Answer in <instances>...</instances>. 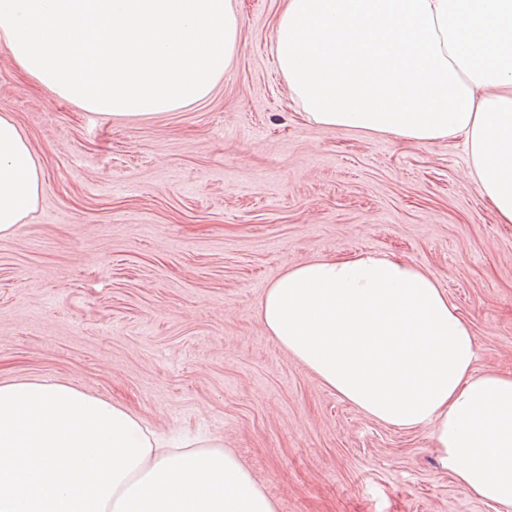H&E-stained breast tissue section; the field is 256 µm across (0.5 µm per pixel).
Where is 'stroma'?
<instances>
[{
    "instance_id": "1",
    "label": "stroma",
    "mask_w": 512,
    "mask_h": 512,
    "mask_svg": "<svg viewBox=\"0 0 512 512\" xmlns=\"http://www.w3.org/2000/svg\"><path fill=\"white\" fill-rule=\"evenodd\" d=\"M280 0H240L242 47L211 95L152 118L58 100L0 49V104L45 173L0 237V381L70 383L162 436L223 444L276 512H492L428 431L380 424L269 336L265 287L379 251L432 273L512 369V224L457 140L415 146L309 123L270 52Z\"/></svg>"
}]
</instances>
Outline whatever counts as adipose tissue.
I'll use <instances>...</instances> for the list:
<instances>
[{
  "label": "adipose tissue",
  "instance_id": "1",
  "mask_svg": "<svg viewBox=\"0 0 512 512\" xmlns=\"http://www.w3.org/2000/svg\"><path fill=\"white\" fill-rule=\"evenodd\" d=\"M238 0H0V47L59 98L151 118L208 98L242 46ZM271 54L314 125L424 146L462 139L512 223V0H284ZM0 107V237L44 191ZM270 336L374 421L428 430L455 482L512 512V371L476 372L437 279L386 253L289 267L263 294ZM0 512H275L208 439L176 451L127 407L45 379L0 382Z\"/></svg>",
  "mask_w": 512,
  "mask_h": 512
}]
</instances>
